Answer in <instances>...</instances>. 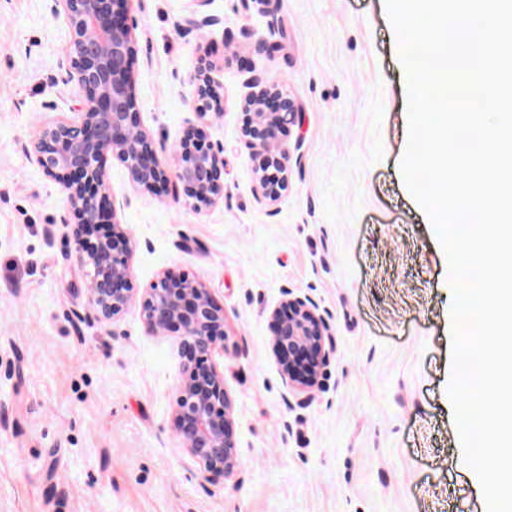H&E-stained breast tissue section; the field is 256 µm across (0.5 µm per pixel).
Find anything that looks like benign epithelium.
<instances>
[{"label":"benign epithelium","instance_id":"7a95c632","mask_svg":"<svg viewBox=\"0 0 512 512\" xmlns=\"http://www.w3.org/2000/svg\"><path fill=\"white\" fill-rule=\"evenodd\" d=\"M70 32L65 69L81 88L80 121L44 125L28 152L30 161L55 181L77 216L72 225L70 255L91 282L90 305L95 317L113 322L132 303L127 288L129 250L119 248L128 239L121 224H111L108 236L100 233L108 222L103 202L109 187L103 161L121 160L134 188L151 190L174 178L181 182L191 205L200 209L224 200V149L205 142L200 129L182 138L172 149L158 145L137 119V101L129 79L135 53L132 27L119 11L124 0H59ZM212 65L195 78L192 105L201 118L219 110L221 94L211 75ZM253 91L244 136L264 153L256 171L261 197L276 204L288 185V149L277 133L299 117L296 104L282 97L273 83L250 81ZM147 330L157 335L171 325L182 327L180 350L194 370L179 386L173 415L174 430L185 452L199 465L204 477L217 480L238 467L236 445L229 428L231 402L224 373L200 358L219 348L224 311L215 305L206 285L189 277L163 274L140 298ZM279 329L274 346L288 393L307 398L319 384L320 367L331 352L329 325L318 304L307 295L285 288L274 308Z\"/></svg>","mask_w":512,"mask_h":512}]
</instances>
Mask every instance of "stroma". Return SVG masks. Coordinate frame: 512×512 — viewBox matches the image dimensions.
Returning <instances> with one entry per match:
<instances>
[{
	"label": "stroma",
	"mask_w": 512,
	"mask_h": 512,
	"mask_svg": "<svg viewBox=\"0 0 512 512\" xmlns=\"http://www.w3.org/2000/svg\"><path fill=\"white\" fill-rule=\"evenodd\" d=\"M138 119L173 146L204 128L224 148V200L196 209L172 181L135 189L107 157L126 225L133 296L161 273L209 288L224 310L230 431L240 462L206 481L173 428L193 369L181 328L150 335L139 304L95 319L69 258L76 218L26 150L75 120L59 63L57 0H0V512H458L484 507L461 467L448 396L446 255L404 184L406 79L385 0H212L220 25L190 29L194 0H125ZM222 108L191 105L201 59ZM298 105L281 129L288 187L267 204L243 135L247 79ZM310 295L332 352L310 398L289 402L273 340L281 289Z\"/></svg>",
	"instance_id": "1"
}]
</instances>
